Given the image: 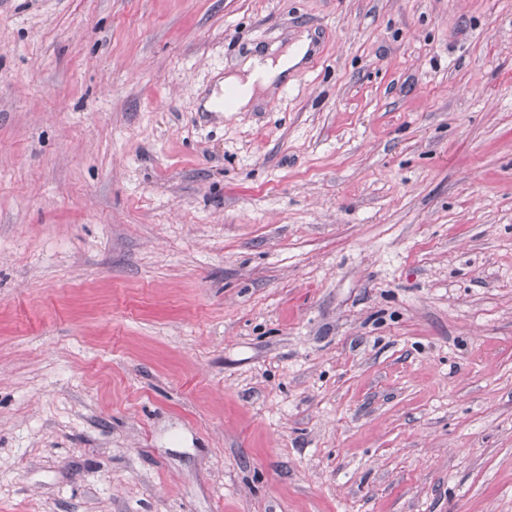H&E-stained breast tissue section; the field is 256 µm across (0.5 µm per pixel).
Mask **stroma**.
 I'll use <instances>...</instances> for the list:
<instances>
[{"instance_id":"35a3bbf8","label":"stroma","mask_w":512,"mask_h":512,"mask_svg":"<svg viewBox=\"0 0 512 512\" xmlns=\"http://www.w3.org/2000/svg\"><path fill=\"white\" fill-rule=\"evenodd\" d=\"M0 512H512V0H0ZM310 44L304 34L297 38L285 52L249 57L230 73H225L221 83L225 89H235L238 96L231 112H248L260 102L261 94L273 92L280 84L288 83V74L303 60Z\"/></svg>"}]
</instances>
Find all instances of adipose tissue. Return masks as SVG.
I'll use <instances>...</instances> for the list:
<instances>
[{
  "label": "adipose tissue",
  "mask_w": 512,
  "mask_h": 512,
  "mask_svg": "<svg viewBox=\"0 0 512 512\" xmlns=\"http://www.w3.org/2000/svg\"><path fill=\"white\" fill-rule=\"evenodd\" d=\"M310 44L308 36L297 38L281 54L265 53L247 58L230 73L225 74L223 88L237 90L233 109L248 112L260 102L262 95L273 92L287 82L291 69L303 60Z\"/></svg>",
  "instance_id": "adipose-tissue-1"
}]
</instances>
